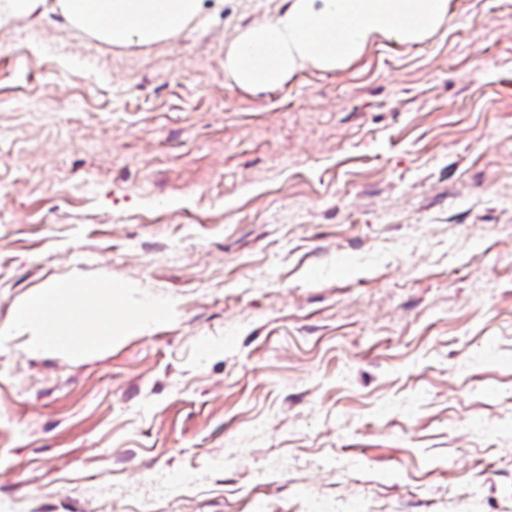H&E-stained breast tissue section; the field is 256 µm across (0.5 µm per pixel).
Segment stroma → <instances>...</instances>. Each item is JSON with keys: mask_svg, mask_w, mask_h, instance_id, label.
<instances>
[{"mask_svg": "<svg viewBox=\"0 0 512 512\" xmlns=\"http://www.w3.org/2000/svg\"><path fill=\"white\" fill-rule=\"evenodd\" d=\"M277 6L0 22V326L65 277L168 308L0 343V512H512V0L242 90ZM64 22L112 45L166 40L196 20L202 0H52Z\"/></svg>", "mask_w": 512, "mask_h": 512, "instance_id": "35a3bbf8", "label": "stroma"}]
</instances>
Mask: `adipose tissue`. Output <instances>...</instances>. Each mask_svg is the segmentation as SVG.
<instances>
[{
	"label": "adipose tissue",
	"instance_id": "adipose-tissue-1",
	"mask_svg": "<svg viewBox=\"0 0 512 512\" xmlns=\"http://www.w3.org/2000/svg\"><path fill=\"white\" fill-rule=\"evenodd\" d=\"M202 0H6L5 16L52 9L64 22L112 45L166 40L196 20ZM451 0H280L273 20L240 29L224 51V77L253 91L282 87L306 70L347 67L385 39L425 41L448 21ZM165 307L132 306L125 288L102 278L60 279L19 302L0 338L25 339L29 351L82 358L144 329Z\"/></svg>",
	"mask_w": 512,
	"mask_h": 512
}]
</instances>
